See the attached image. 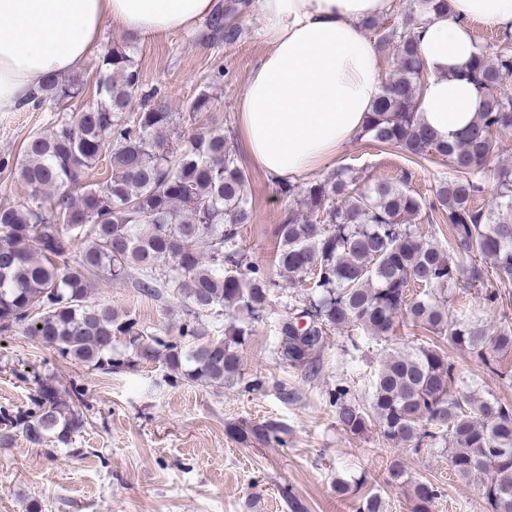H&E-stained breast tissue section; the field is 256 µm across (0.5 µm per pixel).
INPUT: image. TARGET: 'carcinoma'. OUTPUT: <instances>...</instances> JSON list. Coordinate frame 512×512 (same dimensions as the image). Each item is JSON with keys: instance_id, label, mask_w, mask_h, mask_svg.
Listing matches in <instances>:
<instances>
[{"instance_id": "obj_1", "label": "carcinoma", "mask_w": 512, "mask_h": 512, "mask_svg": "<svg viewBox=\"0 0 512 512\" xmlns=\"http://www.w3.org/2000/svg\"><path fill=\"white\" fill-rule=\"evenodd\" d=\"M249 7L250 0H220L207 20V39L237 42V18ZM447 8L448 0H420L415 16L365 22L377 51L393 50V70L362 136L416 165L440 156L451 174L430 197L410 189V170L397 181L366 180L344 166L301 188L279 185L280 194L300 198L308 216L302 221L290 211L274 229V275L249 261L241 245L254 208L231 131L206 126L170 143L172 115L159 89H143L130 55L133 38L112 43L94 62L95 100L80 103L82 72L48 81L33 109L52 105L58 116L49 131L28 138L17 166L28 201L0 207V335L19 330L93 370L159 360L167 385L187 381L219 391L241 376L240 348L268 322L283 277L295 294L273 332L277 358L290 368L315 369L336 331L347 332L355 349L358 334L390 341L399 320L429 334L410 351L385 353L368 400L336 384L329 393L336 420L357 436L374 424L384 441L416 456L443 444L451 472L479 484L488 512H512V403L465 387L444 349L512 379L504 363L512 354V319L504 315L488 328L448 307L457 288L479 285L481 298L497 306L512 285V168L487 167L497 136L512 132V52L501 48L512 43V31L475 44L465 78L483 98L482 109L466 131L442 139L420 122L425 71L415 30ZM137 95L143 106L133 112ZM209 110L202 90L189 104L186 125ZM99 165L105 180L88 183L85 176ZM492 181L495 203L488 207L482 200ZM420 212L431 224L448 225V246L406 222ZM133 271L144 297L176 286L184 311L177 335L151 332L111 304L89 301L93 279L121 282ZM119 337L125 351L116 354ZM82 397L75 387L66 400L52 378H40L27 410L0 412V436L6 440L20 427L34 444L67 445L84 428ZM231 432L282 445L288 427L269 419ZM385 483L407 491L413 512H431L438 496L431 482L411 483L398 463ZM365 484L361 475L337 481L336 490L359 495L357 512H385Z\"/></svg>"}]
</instances>
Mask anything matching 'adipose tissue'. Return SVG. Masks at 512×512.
I'll use <instances>...</instances> for the list:
<instances>
[{"label": "adipose tissue", "mask_w": 512, "mask_h": 512, "mask_svg": "<svg viewBox=\"0 0 512 512\" xmlns=\"http://www.w3.org/2000/svg\"><path fill=\"white\" fill-rule=\"evenodd\" d=\"M269 51L251 70L238 121L252 163L275 182L330 167L381 94L378 55L363 24L394 0H257ZM215 0H0V112L26 109L54 76L79 73L105 27L136 37L193 31ZM512 24V0H449L418 33L426 79L422 121L441 137L483 105L461 79L475 52L470 22Z\"/></svg>", "instance_id": "obj_1"}]
</instances>
